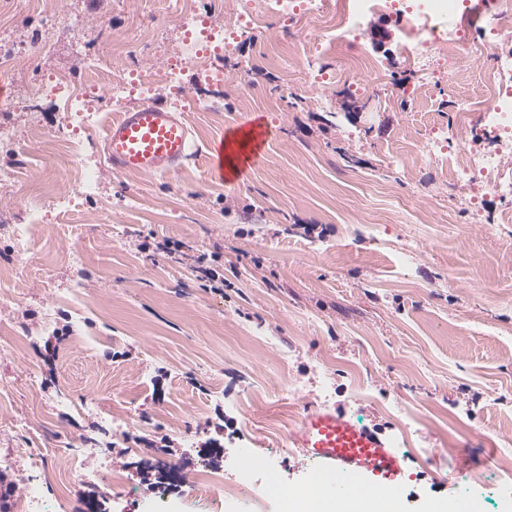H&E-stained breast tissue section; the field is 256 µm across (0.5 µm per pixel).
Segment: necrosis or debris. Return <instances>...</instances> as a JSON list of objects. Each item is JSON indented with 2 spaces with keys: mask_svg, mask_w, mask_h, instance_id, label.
Wrapping results in <instances>:
<instances>
[{
  "mask_svg": "<svg viewBox=\"0 0 512 512\" xmlns=\"http://www.w3.org/2000/svg\"><path fill=\"white\" fill-rule=\"evenodd\" d=\"M383 0H269V8L283 21L308 24L324 21L326 40L313 42L316 54L337 49L341 43L360 40L369 18L381 8ZM451 11L460 12L463 22L449 33H441L431 23L426 7H418L406 18L400 33L403 49L435 45L437 55L423 56L428 71L444 70L450 81H458L459 71L449 69V61L458 57L484 58L487 76L484 81L482 101L469 100L462 104L457 114V127L463 149L448 154V176L462 183L467 193L460 201L461 209L478 214L485 197L496 196L505 205L498 213L500 223H512V178L504 174V163L498 152L474 154L465 144L473 138L476 126L512 137V56L485 57V50L495 39L512 33V0H496L493 9H486L484 0H452ZM258 13L251 8L237 9L224 26L217 27L209 18L199 16L192 9H185L184 60L196 65L214 84L224 81L223 69L210 66L212 57L223 56L233 50L241 38L257 24ZM178 67H171L164 82H157L150 68L136 71L132 76H119L111 85L91 83L85 89L75 90L60 75L49 76L38 88L57 101L62 111L68 112L82 128L90 127L98 112L108 107H121L134 99L147 100L158 87L167 88L177 105L199 106L197 97L187 95L178 78Z\"/></svg>",
  "mask_w": 512,
  "mask_h": 512,
  "instance_id": "obj_1",
  "label": "necrosis or debris"
}]
</instances>
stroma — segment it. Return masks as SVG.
<instances>
[{
    "mask_svg": "<svg viewBox=\"0 0 512 512\" xmlns=\"http://www.w3.org/2000/svg\"><path fill=\"white\" fill-rule=\"evenodd\" d=\"M392 31L314 60L296 31L267 14L230 55L232 77L209 105L186 112L198 147L253 120L269 138L239 179L203 160L163 175L113 172L103 143L111 112L67 149L96 164L99 190L76 195L26 243L0 235V453L22 449L17 482L45 456L69 452L51 476L45 512H143L154 458L177 461L169 488L185 512H282L280 491L309 479L291 444L311 406L337 408L381 430L406 461L391 512H512V224L497 198L478 219L449 213L459 192L444 162L459 139L461 103L484 84L428 83L399 48L400 12L375 13ZM173 0H0V51L15 57L0 80L23 99L42 73L85 87L90 59L129 43L124 70L180 55ZM378 58L384 83L346 72ZM337 78L310 83L319 66ZM70 120L53 100L36 112L0 109V225L21 224L46 190L72 181L53 149ZM441 151L403 173L399 159L430 128ZM181 241L163 255L146 236ZM223 276L218 292L206 272ZM132 429L103 444L107 417ZM208 468L220 494L187 493Z\"/></svg>",
    "mask_w": 512,
    "mask_h": 512,
    "instance_id": "35a3bbf8",
    "label": "stroma"
}]
</instances>
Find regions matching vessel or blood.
Returning <instances> with one entry per match:
<instances>
[{"label": "vessel or blood", "instance_id": "b4317fda", "mask_svg": "<svg viewBox=\"0 0 512 512\" xmlns=\"http://www.w3.org/2000/svg\"><path fill=\"white\" fill-rule=\"evenodd\" d=\"M195 155L183 113L164 102L130 104L106 128L105 158L112 171L151 176L182 166ZM205 159L216 173L232 178L246 159L224 166V144L207 148ZM295 445L314 476L322 480L324 499L363 490L399 496L404 484L403 459L382 433L353 424L336 409L313 407L300 418Z\"/></svg>", "mask_w": 512, "mask_h": 512}]
</instances>
